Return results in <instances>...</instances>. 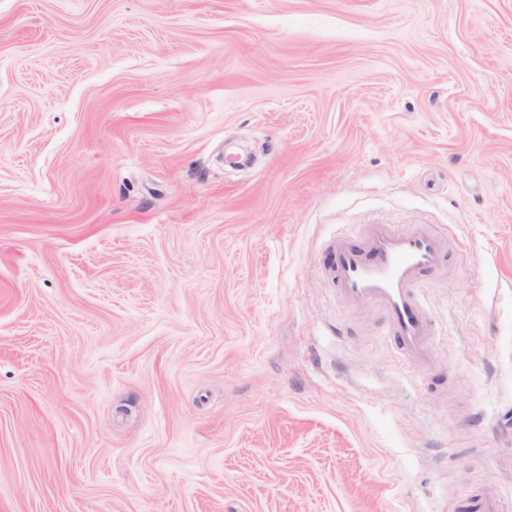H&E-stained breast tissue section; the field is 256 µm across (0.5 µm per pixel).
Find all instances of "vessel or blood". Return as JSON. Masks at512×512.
I'll list each match as a JSON object with an SVG mask.
<instances>
[{
	"label": "vessel or blood",
	"mask_w": 512,
	"mask_h": 512,
	"mask_svg": "<svg viewBox=\"0 0 512 512\" xmlns=\"http://www.w3.org/2000/svg\"><path fill=\"white\" fill-rule=\"evenodd\" d=\"M449 242L446 233L434 228L401 232L390 224H373L365 233L337 240L334 247V279L342 299L378 304L391 336L418 367L430 357L433 326L414 289L445 265Z\"/></svg>",
	"instance_id": "1"
}]
</instances>
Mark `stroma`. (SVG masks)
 Segmentation results:
<instances>
[{"mask_svg": "<svg viewBox=\"0 0 512 512\" xmlns=\"http://www.w3.org/2000/svg\"><path fill=\"white\" fill-rule=\"evenodd\" d=\"M451 235L411 365L332 282ZM512 512V0H0V512Z\"/></svg>", "mask_w": 512, "mask_h": 512, "instance_id": "35a3bbf8", "label": "stroma"}]
</instances>
